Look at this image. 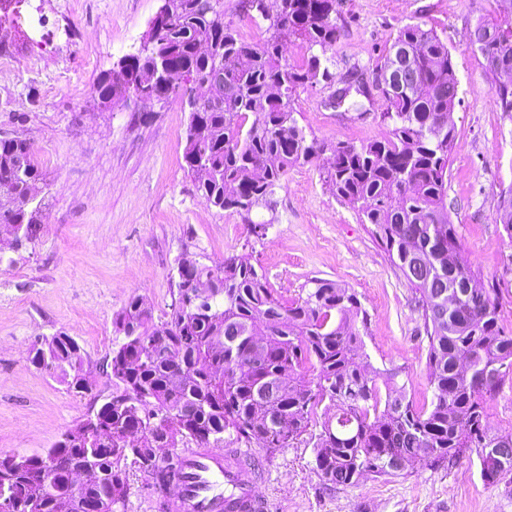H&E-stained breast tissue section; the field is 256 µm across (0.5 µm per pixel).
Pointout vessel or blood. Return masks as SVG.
Here are the masks:
<instances>
[{
  "instance_id": "b4317fda",
  "label": "vessel or blood",
  "mask_w": 512,
  "mask_h": 512,
  "mask_svg": "<svg viewBox=\"0 0 512 512\" xmlns=\"http://www.w3.org/2000/svg\"><path fill=\"white\" fill-rule=\"evenodd\" d=\"M182 455L192 478L178 487L175 512H267L268 503L255 491L256 469L205 448H186Z\"/></svg>"
}]
</instances>
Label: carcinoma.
<instances>
[{
  "instance_id": "cac0c4a2",
  "label": "carcinoma",
  "mask_w": 512,
  "mask_h": 512,
  "mask_svg": "<svg viewBox=\"0 0 512 512\" xmlns=\"http://www.w3.org/2000/svg\"><path fill=\"white\" fill-rule=\"evenodd\" d=\"M170 2V26L149 37L120 71L100 76L94 90L106 106L145 86L165 100L181 94L189 107L183 169L212 206L254 226L253 210L268 204L288 169L323 150L298 125L293 97L299 87L330 77L325 54L340 36L336 0H276L271 19L263 15L265 0H240L251 19L269 20L259 43L224 22V0ZM489 26L506 28L507 37H488ZM472 34L493 78L504 64L512 70V15L481 18ZM295 42L307 52L300 64L283 55L284 45ZM398 59L414 72L413 84L400 92L397 82H387ZM217 64L223 82L211 85L209 96H195L190 83L209 81ZM376 74L391 136L336 142L327 182L372 226L419 294L431 400L407 397L396 372L360 367L368 315L356 294L315 279L287 303L245 255L229 253L212 265L184 257L183 278L163 319L154 322L139 298L113 317L122 337L109 363L115 389L93 413L106 429L103 440L88 454L75 438L83 423L66 431L42 453L52 481H43L35 462L14 478L19 512H84L87 500L101 493L112 501L104 509L125 512L121 462L139 460L123 439L137 427L171 449H225L253 440L272 454L304 437L317 473L333 485L398 476L416 461L439 466L474 448L485 482L512 476V434L491 436L485 428L490 402L512 380V332L499 323L497 289L477 286L448 214L454 143L448 113L459 102L460 85L448 46L433 30L408 24ZM492 90L502 111L512 112V83L497 81ZM42 180L32 145L0 138V224L20 229L0 245V261L5 251L39 238ZM212 279L221 288L199 303L184 300L185 291ZM32 353L36 367L81 392L85 371L72 337H46ZM84 467L104 475L103 489L69 484L68 476ZM140 472L156 493L189 477L176 452Z\"/></svg>"
}]
</instances>
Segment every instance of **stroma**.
Instances as JSON below:
<instances>
[{"label": "stroma", "instance_id": "35a3bbf8", "mask_svg": "<svg viewBox=\"0 0 512 512\" xmlns=\"http://www.w3.org/2000/svg\"><path fill=\"white\" fill-rule=\"evenodd\" d=\"M158 6L0 0V137L27 139L44 175L40 237L0 265V453H43L109 398L114 314L137 296L162 318L186 255L212 264L246 253L287 300L314 278L349 289L370 315L371 366L399 369L409 396L431 399L418 296L325 181L330 145L387 137L376 66L408 24L436 31L458 75L448 212L479 286L498 288L500 323L512 331V233L500 220L512 200V112L496 103L469 39L499 0H336L342 32L326 53L332 78L294 99L299 126L326 150L290 168L270 207L253 211L268 223L259 238L238 215L210 207L183 170L189 112L181 97L106 106L94 91L140 49ZM357 81L362 92L332 107V96ZM57 332L79 344L89 391L73 393L31 363L32 343ZM252 459L270 512H512V479L485 483L474 454L348 486L323 482L303 443L272 455L256 447Z\"/></svg>", "mask_w": 512, "mask_h": 512}]
</instances>
